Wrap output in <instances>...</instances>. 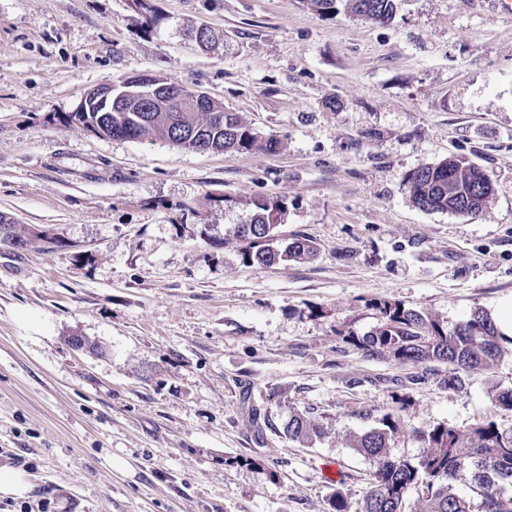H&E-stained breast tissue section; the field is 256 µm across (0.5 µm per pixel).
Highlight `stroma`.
I'll return each mask as SVG.
<instances>
[{
	"instance_id": "1",
	"label": "stroma",
	"mask_w": 512,
	"mask_h": 512,
	"mask_svg": "<svg viewBox=\"0 0 512 512\" xmlns=\"http://www.w3.org/2000/svg\"><path fill=\"white\" fill-rule=\"evenodd\" d=\"M140 74L207 93L277 151L71 120ZM451 155L493 184L477 215L410 198L407 175ZM269 198L278 241H313V260L244 264L237 228ZM0 217L35 233L0 247V466L32 486L0 512H362L372 464L353 443L384 414L411 459L439 424L512 431L491 404L512 357L452 390L446 365L341 338L380 300L452 325L512 298L500 0H397L385 23L304 0H0ZM297 413L312 443L283 434Z\"/></svg>"
}]
</instances>
